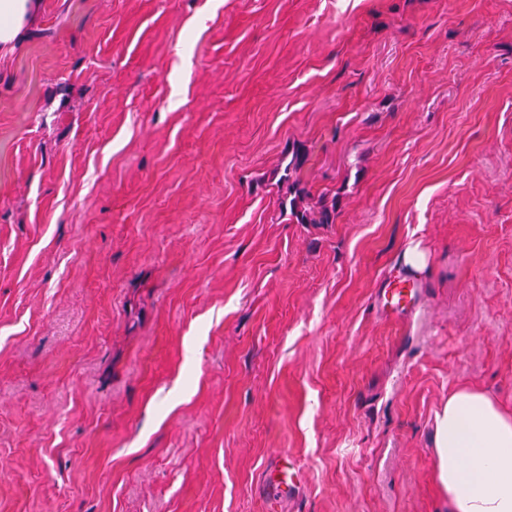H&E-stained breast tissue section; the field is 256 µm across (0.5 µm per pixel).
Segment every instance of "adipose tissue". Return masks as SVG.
<instances>
[{"instance_id": "obj_1", "label": "adipose tissue", "mask_w": 512, "mask_h": 512, "mask_svg": "<svg viewBox=\"0 0 512 512\" xmlns=\"http://www.w3.org/2000/svg\"><path fill=\"white\" fill-rule=\"evenodd\" d=\"M41 0H0V49L14 48ZM438 477L450 512H512V413L481 389L458 388L437 416Z\"/></svg>"}]
</instances>
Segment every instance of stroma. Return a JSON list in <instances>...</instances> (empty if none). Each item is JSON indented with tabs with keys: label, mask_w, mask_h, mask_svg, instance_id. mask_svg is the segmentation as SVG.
<instances>
[{
	"label": "stroma",
	"mask_w": 512,
	"mask_h": 512,
	"mask_svg": "<svg viewBox=\"0 0 512 512\" xmlns=\"http://www.w3.org/2000/svg\"><path fill=\"white\" fill-rule=\"evenodd\" d=\"M296 148L334 223L282 207ZM458 387L512 411V0H42L0 56V512H449ZM415 283L408 278H400L391 284L390 303L399 310H405L411 307L415 299Z\"/></svg>",
	"instance_id": "obj_1"
}]
</instances>
